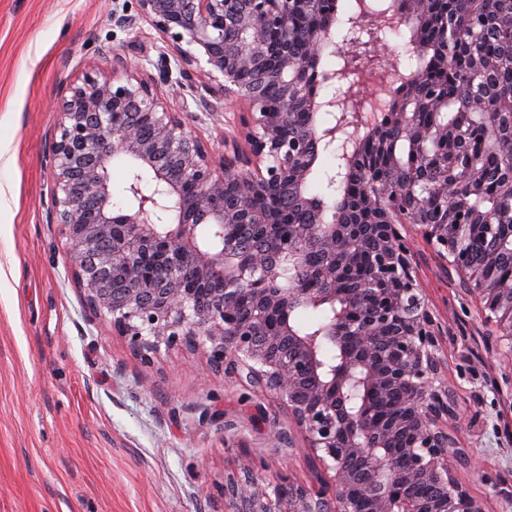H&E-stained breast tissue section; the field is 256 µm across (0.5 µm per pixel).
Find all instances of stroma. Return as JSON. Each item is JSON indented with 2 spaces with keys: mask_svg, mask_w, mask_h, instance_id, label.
<instances>
[{
  "mask_svg": "<svg viewBox=\"0 0 512 512\" xmlns=\"http://www.w3.org/2000/svg\"><path fill=\"white\" fill-rule=\"evenodd\" d=\"M136 0H0V512H224L242 461L263 488L318 473L287 409L211 368L203 351L161 349L144 365L85 306L51 206L54 103L111 54L161 79L162 34L113 26ZM220 148L238 107L175 103ZM416 272L440 328L442 373L462 416L459 445L481 463L460 481L486 512H512V360L495 352L477 300L411 233Z\"/></svg>",
  "mask_w": 512,
  "mask_h": 512,
  "instance_id": "stroma-1",
  "label": "stroma"
}]
</instances>
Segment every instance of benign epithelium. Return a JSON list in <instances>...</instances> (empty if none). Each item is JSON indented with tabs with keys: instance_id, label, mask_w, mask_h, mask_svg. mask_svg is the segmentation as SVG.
Masks as SVG:
<instances>
[{
	"instance_id": "7a95c632",
	"label": "benign epithelium",
	"mask_w": 512,
	"mask_h": 512,
	"mask_svg": "<svg viewBox=\"0 0 512 512\" xmlns=\"http://www.w3.org/2000/svg\"><path fill=\"white\" fill-rule=\"evenodd\" d=\"M137 2L139 15L114 9L112 23L132 28L141 16L167 38L162 81L172 93L190 96L205 112L223 111L226 101L245 112L240 140L217 157L154 80L128 73L121 53L112 55L114 77L88 73L66 88L48 155L49 223L65 240L88 308L110 318L113 332L128 338L144 364L163 345L202 348L211 367L288 408L320 479L306 487L283 476L269 493L245 464L224 478L228 512H485L456 477L458 467L474 462L448 431L460 410L440 375L439 325L402 229L419 228L445 271L479 300L482 320L510 356L512 277L471 260L472 229L483 227L487 237L498 231L473 203L489 176L473 162L469 130L445 120L417 124L416 112L439 113L447 98L390 64L379 38L406 23L415 50H427L423 25L431 0H409L402 13H372L356 0L339 52L343 64L332 73L319 65L336 45V0ZM488 2L470 0L480 22L472 38L484 39ZM313 13L328 22L295 23ZM501 64L494 56L468 58L481 76L470 108L497 113L491 133L502 160L494 181L512 192V104H500L494 88ZM312 71L347 84L346 92L311 93ZM397 83L398 103L386 114L377 111L380 96L391 95ZM295 110L306 121L290 134L288 113ZM365 138L389 159L387 174L363 186L375 220L369 254L358 225L324 220V202L307 190L319 151L331 150L338 163L327 184L336 193L360 162ZM117 156L133 162L122 206L112 202L108 172ZM285 196L314 211L316 221L291 224L285 235L264 223L262 203ZM153 254L163 263L159 288L141 279L142 262ZM283 261L295 270L289 287L267 286ZM363 264L370 271L366 287H346ZM214 281L222 288L211 292ZM246 296L252 308L242 324ZM298 304L331 309L318 332L293 326L287 313ZM276 315L275 332L265 333ZM381 388L400 397V412L389 420L370 409ZM401 436L400 454L394 442ZM420 483L432 485L435 496L411 491Z\"/></svg>"
}]
</instances>
